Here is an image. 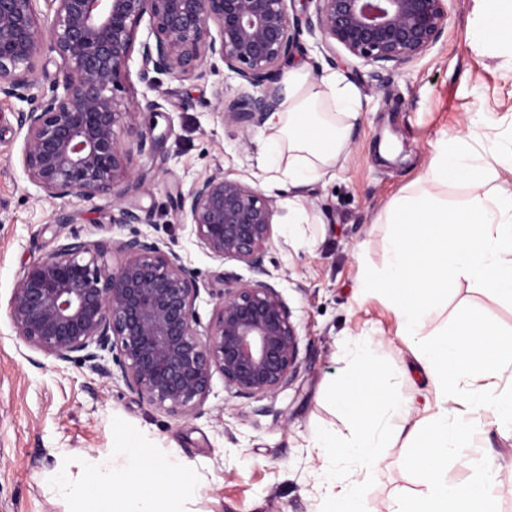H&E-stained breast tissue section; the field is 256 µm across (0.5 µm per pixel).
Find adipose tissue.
I'll list each match as a JSON object with an SVG mask.
<instances>
[{
	"mask_svg": "<svg viewBox=\"0 0 512 512\" xmlns=\"http://www.w3.org/2000/svg\"><path fill=\"white\" fill-rule=\"evenodd\" d=\"M510 16L512 0H474L470 22L482 45L512 56V31L501 25ZM358 101L338 74L315 83L304 70L289 73L287 93L266 121L260 147L279 186L298 190L332 178L346 144L336 117L353 116ZM501 167L512 168V135L441 139L423 179L379 215V223L391 227L383 266L367 271L361 286L394 295L409 335L420 334L450 280L463 278L491 297L512 299V187L499 183ZM455 177L464 181L466 195L452 202L448 183ZM418 360L443 393L494 407L501 426L512 429V388L490 383L512 373V332H501L488 317L464 315L440 342L423 346ZM89 486L101 489L98 499L86 496ZM51 491L72 512H187L197 485L178 458L158 467L122 448L98 459L84 477L55 471Z\"/></svg>",
	"mask_w": 512,
	"mask_h": 512,
	"instance_id": "ef3b65f1",
	"label": "adipose tissue"
}]
</instances>
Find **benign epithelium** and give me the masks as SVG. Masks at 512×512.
I'll list each match as a JSON object with an SVG mask.
<instances>
[{
	"label": "benign epithelium",
	"instance_id": "obj_1",
	"mask_svg": "<svg viewBox=\"0 0 512 512\" xmlns=\"http://www.w3.org/2000/svg\"><path fill=\"white\" fill-rule=\"evenodd\" d=\"M37 0H0V97L25 98L50 50L64 76L52 94L17 112L25 131L21 164L48 199L106 198L114 224H141L129 202L149 173H129L133 151L123 131L136 114L127 62L139 47V81L202 80L224 64V79L253 92L214 90L215 114L243 131L262 125L282 100L277 67L308 34L325 60L336 48L392 72L420 59L448 26L446 0H48L49 37ZM149 19L146 39L137 29ZM197 243L220 262L244 264L248 280L224 277L213 316L201 325L195 272L171 247L140 231L111 244L67 236L19 271L8 303L16 336L57 361H78L116 378L174 417L200 413L213 374L230 397L269 404L298 371L299 334L265 265L274 200L218 171L176 200ZM112 251L117 265L105 259Z\"/></svg>",
	"mask_w": 512,
	"mask_h": 512
}]
</instances>
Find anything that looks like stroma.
<instances>
[{"instance_id":"35a3bbf8","label":"stroma","mask_w":512,"mask_h":512,"mask_svg":"<svg viewBox=\"0 0 512 512\" xmlns=\"http://www.w3.org/2000/svg\"><path fill=\"white\" fill-rule=\"evenodd\" d=\"M472 7L473 0H448L443 38L390 73L385 95L375 91L373 66L341 50L335 63H326L312 38L302 35L294 55L280 64L277 85L301 67L314 81L335 72L357 89L361 107L350 121L335 177L302 189L307 221L293 233L281 206L287 193L269 182L259 164L264 127L242 132L210 108L223 72L204 81L165 76L150 89L138 80L139 54L130 57L128 86L140 108L136 132L159 141L155 150L134 154L130 164L131 173L154 175L135 198L145 219L141 229L168 243L196 273L201 323L212 317L211 291L220 287V274L246 279L250 272L236 261L217 262L200 247L190 224L176 214V197L220 170L281 206L265 264L300 335L299 370L266 414L256 413L255 402L230 397L217 373L200 415L172 417L123 382L32 354L16 336L7 309L22 266L70 234L109 242L128 238L132 228L113 223L105 200L45 198L20 162L24 133L16 114L30 104L0 99V512H70L53 498L45 474L75 460L92 464L138 437L158 459L174 455L187 467L199 489L192 512H319L325 461L309 439L320 427L349 433L347 420L325 400L329 383L348 364V339L369 337L375 354L390 362L416 421L434 413L439 402L416 358L421 344L437 341L466 313L490 316L502 332L512 331V300L489 297L463 279L440 291L437 310L418 336L405 334L392 299L358 287L366 269L382 263L390 228L377 223L379 212L424 175L436 142L512 133V70L501 58L473 50ZM61 209L72 214V223H55ZM448 410L484 425L486 435L471 453L498 468L497 512H512V434L497 430L491 410L475 411L453 398ZM405 453L396 442L380 455L368 492L370 512H386L398 495L421 490L420 480L401 465Z\"/></svg>"}]
</instances>
